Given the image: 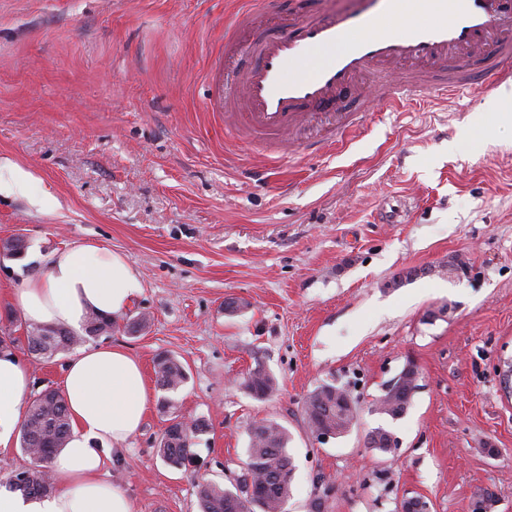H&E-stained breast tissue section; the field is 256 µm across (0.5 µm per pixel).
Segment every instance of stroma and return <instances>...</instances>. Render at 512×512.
Masks as SVG:
<instances>
[{
    "label": "stroma",
    "mask_w": 512,
    "mask_h": 512,
    "mask_svg": "<svg viewBox=\"0 0 512 512\" xmlns=\"http://www.w3.org/2000/svg\"><path fill=\"white\" fill-rule=\"evenodd\" d=\"M240 0H0V336L16 340L32 391L60 387L67 354L37 358L9 325L5 292L49 256L94 242L125 257L142 290L102 345L145 370L150 405L102 477L133 512H199L198 482L231 487L254 421L291 441L287 512H512V84L368 98L352 132L324 148L336 118L308 122V150L238 149L210 107L224 24ZM460 263L464 272L449 266ZM417 269L408 278L407 269ZM235 301L229 312L225 302ZM144 316L141 330L126 327ZM166 352L187 380L162 394ZM419 387L397 419L372 409L407 362ZM279 391L260 402L237 381L256 363ZM350 392L351 431L317 442L304 401L318 385ZM168 397L170 410L159 401ZM207 422L185 468L157 446L169 416ZM397 448L367 444L375 428Z\"/></svg>",
    "instance_id": "stroma-1"
}]
</instances>
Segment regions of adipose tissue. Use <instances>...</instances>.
Wrapping results in <instances>:
<instances>
[{"label":"adipose tissue","mask_w":512,"mask_h":512,"mask_svg":"<svg viewBox=\"0 0 512 512\" xmlns=\"http://www.w3.org/2000/svg\"><path fill=\"white\" fill-rule=\"evenodd\" d=\"M140 290L124 257L96 243L74 242L7 299L29 322L78 331L93 312L121 317ZM30 385L16 355L0 356V452L19 435ZM62 387L71 431L51 463L58 486L43 497L0 486V512H133L128 496L99 473L106 453L122 450L146 416L150 395L140 362L119 346L83 349L66 362Z\"/></svg>","instance_id":"obj_1"}]
</instances>
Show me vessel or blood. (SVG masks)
Here are the masks:
<instances>
[{
    "label": "vessel or blood",
    "mask_w": 512,
    "mask_h": 512,
    "mask_svg": "<svg viewBox=\"0 0 512 512\" xmlns=\"http://www.w3.org/2000/svg\"><path fill=\"white\" fill-rule=\"evenodd\" d=\"M249 0L224 33V61L251 55L257 64L213 79L212 107L244 144L263 140L290 155V135L314 113L376 86L389 105L405 92L456 95L492 84H512V5L507 0H436L447 18L401 27L420 0H341L325 11L305 10L278 32L247 37L257 5ZM395 74L394 83L383 78Z\"/></svg>",
    "instance_id": "b4317fda"
}]
</instances>
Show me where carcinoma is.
I'll return each mask as SVG.
<instances>
[{
    "label": "carcinoma",
    "mask_w": 512,
    "mask_h": 512,
    "mask_svg": "<svg viewBox=\"0 0 512 512\" xmlns=\"http://www.w3.org/2000/svg\"><path fill=\"white\" fill-rule=\"evenodd\" d=\"M114 325V320L95 313L88 316L83 336L65 329L27 324V347L37 356L50 358L88 339L112 334ZM154 369L157 384L164 391H176L186 382L184 366L167 353L156 355ZM240 386L258 401L270 399L279 390L274 374L258 365L243 376ZM348 398V391L334 384L316 387L304 403L308 424L331 430L338 437L347 434L356 421V413L346 404ZM378 404L382 413L393 419L402 416L408 407L400 396L388 393ZM169 421L171 425L162 432L158 453L168 465L179 468L191 457L194 439L206 431L207 424L197 419L193 427L184 428L177 415ZM69 433L64 394L51 386L34 393L20 436V446L29 456L30 465L13 475L10 486L27 495L51 492L52 458ZM288 441V431L279 422L263 419L254 423L247 461L237 484L232 490L210 483L201 485V512H280L288 501L293 472Z\"/></svg>",
    "instance_id": "1"
}]
</instances>
